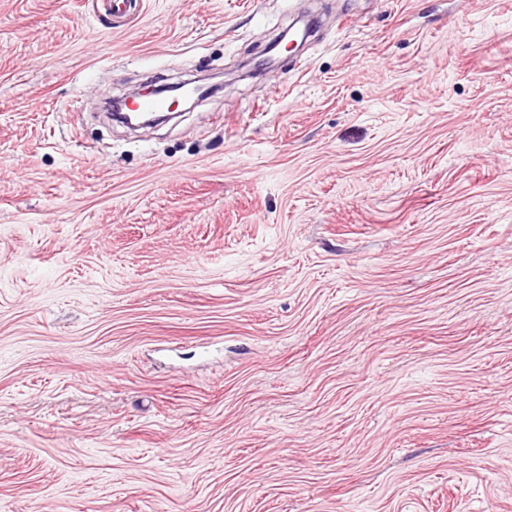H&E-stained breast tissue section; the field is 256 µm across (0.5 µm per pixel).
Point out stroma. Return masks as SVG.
Returning <instances> with one entry per match:
<instances>
[{
  "instance_id": "1",
  "label": "stroma",
  "mask_w": 512,
  "mask_h": 512,
  "mask_svg": "<svg viewBox=\"0 0 512 512\" xmlns=\"http://www.w3.org/2000/svg\"><path fill=\"white\" fill-rule=\"evenodd\" d=\"M0 512H512V0H0Z\"/></svg>"
}]
</instances>
